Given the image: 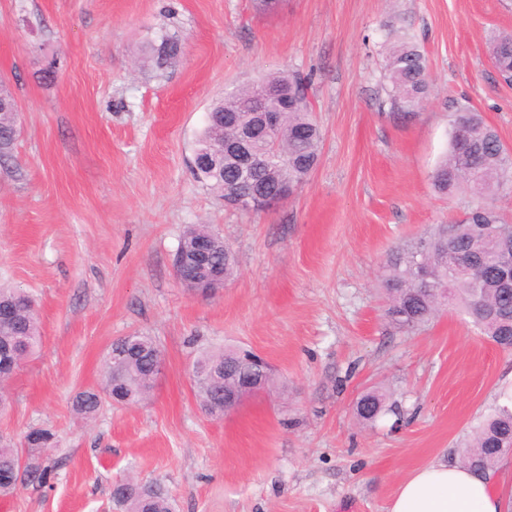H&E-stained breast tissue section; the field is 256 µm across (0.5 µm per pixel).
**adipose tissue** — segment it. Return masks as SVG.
<instances>
[{"mask_svg": "<svg viewBox=\"0 0 512 512\" xmlns=\"http://www.w3.org/2000/svg\"><path fill=\"white\" fill-rule=\"evenodd\" d=\"M506 489L460 462L431 463L396 488L386 512H505Z\"/></svg>", "mask_w": 512, "mask_h": 512, "instance_id": "1", "label": "adipose tissue"}]
</instances>
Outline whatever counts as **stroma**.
<instances>
[{
	"label": "stroma",
	"instance_id": "obj_1",
	"mask_svg": "<svg viewBox=\"0 0 512 512\" xmlns=\"http://www.w3.org/2000/svg\"><path fill=\"white\" fill-rule=\"evenodd\" d=\"M512 32V0H0V79L22 113L0 165V285L37 301L42 341L9 383L0 440L55 464L49 483L0 512H112L122 478L160 480L176 512H386L412 470L459 456L512 390V351L454 309L406 333L383 314L382 261L457 219L468 193L435 192L457 105L512 148V84L490 42ZM411 37L432 83L418 114L385 105L390 43ZM172 37L168 68L140 63ZM308 80L320 159L286 202L225 207L193 173L213 101L261 76ZM205 224L234 255L214 296H190L174 256ZM140 332L164 357L146 400L103 404L112 341ZM263 357L272 390L215 420L200 408L195 357ZM395 413L360 424L358 397ZM55 433L50 449L22 439ZM102 397L97 391H84L79 393L74 401V410L85 417H94L102 405Z\"/></svg>",
	"mask_w": 512,
	"mask_h": 512
}]
</instances>
